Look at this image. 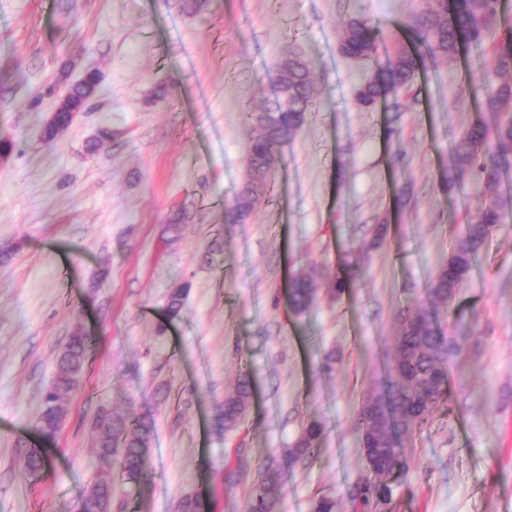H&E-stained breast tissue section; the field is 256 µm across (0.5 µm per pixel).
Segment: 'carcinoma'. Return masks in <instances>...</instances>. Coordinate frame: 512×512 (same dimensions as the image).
<instances>
[{
	"label": "carcinoma",
	"instance_id": "obj_1",
	"mask_svg": "<svg viewBox=\"0 0 512 512\" xmlns=\"http://www.w3.org/2000/svg\"><path fill=\"white\" fill-rule=\"evenodd\" d=\"M502 13V0H462L457 5L448 4V0H424L412 25L415 48L400 47L389 67L357 92L359 104L370 108L394 89H411L426 59L451 60L463 42L483 55L490 54L493 68L502 79L491 93V103L498 110L495 125L491 132L475 125L455 137L452 145L455 165L448 169L447 177L450 187L465 171L484 183L499 181L502 161L512 154V113L499 112L505 106L512 108V26L498 33ZM384 39L379 24L367 18L349 19L343 24L340 48L347 57L368 59ZM285 90L288 106H283V99L277 96L261 108L274 116L272 122L262 124L258 113H246V121L255 128L247 147L252 182L225 208L227 224L246 219L261 199L272 193L274 149L296 136L313 111L315 95L310 71L296 51L288 53ZM95 92L92 82L77 84L71 90V98L75 106L87 110ZM504 219V213L495 203L486 204L478 221L468 225L464 236L455 241L430 289L428 305L408 306L400 314V330L395 336L397 363L389 367L391 373L400 371V377L387 387L380 386L360 411L359 441L370 448L364 457L372 478L353 495L359 512H387L392 483L405 465L404 436L427 423L435 409L448 400L447 360L459 354L460 346L455 337L445 335L438 327L435 310L453 305L457 288L467 279L491 229ZM319 297L320 285L315 276L294 280L291 302L295 312L306 311ZM91 346L89 336L76 333L59 354L56 376L43 393L38 416L37 428L45 442L54 440L62 427L63 402L80 386ZM251 396L250 380L239 379L233 394L224 400V429L239 425ZM94 428L98 471L95 482L82 497L80 512H111L112 469L119 468L130 483L143 479L154 422L142 416L102 414ZM323 430V424L318 421L308 423L291 449L292 459L308 458L319 444ZM45 467V457L39 450L34 448L26 453L27 472L36 475ZM279 480L278 463L273 458L264 460L258 469V482L247 512H272ZM181 512H212V503L202 496L187 497L181 503Z\"/></svg>",
	"mask_w": 512,
	"mask_h": 512
}]
</instances>
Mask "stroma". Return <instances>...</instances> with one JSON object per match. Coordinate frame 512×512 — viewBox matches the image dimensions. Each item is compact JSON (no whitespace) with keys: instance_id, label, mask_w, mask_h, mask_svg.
<instances>
[{"instance_id":"obj_1","label":"stroma","mask_w":512,"mask_h":512,"mask_svg":"<svg viewBox=\"0 0 512 512\" xmlns=\"http://www.w3.org/2000/svg\"><path fill=\"white\" fill-rule=\"evenodd\" d=\"M423 0H0V512H78L95 480L100 412L153 419L140 484L112 502L178 512L202 494L246 512L266 457L281 468L273 512H352L366 475L362 402L387 379L399 314L423 305L452 243L495 198L512 215V166L498 184L444 179L450 144L490 118L489 63H429L404 112L361 108L357 88L388 66ZM386 35L368 61L338 50L352 17ZM303 53L315 110L277 146L275 190L246 223L224 208L241 190L253 128L288 49ZM103 82L52 143L40 128L84 69ZM398 133L388 136V125ZM96 152H89V145ZM351 277L303 314L293 280ZM189 291L169 316L170 293ZM461 353L448 401L405 440L388 512H512V222L496 226L451 309ZM93 339L83 384L55 441L36 432L59 350ZM254 398L225 430L241 374ZM314 455L289 451L303 425ZM49 464L24 472L30 445ZM324 426L318 421H311L302 430V433L295 443V448L291 449V457L293 460L306 459L317 448L322 436Z\"/></svg>"}]
</instances>
